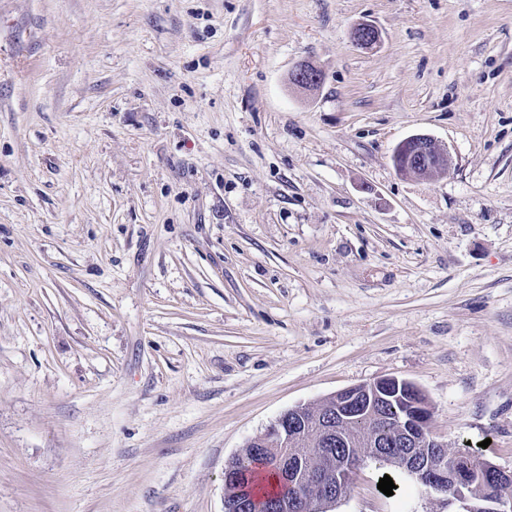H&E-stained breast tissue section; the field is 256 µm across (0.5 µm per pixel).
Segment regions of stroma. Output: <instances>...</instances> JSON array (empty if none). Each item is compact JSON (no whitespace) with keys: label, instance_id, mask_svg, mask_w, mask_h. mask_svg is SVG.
Instances as JSON below:
<instances>
[{"label":"stroma","instance_id":"1","mask_svg":"<svg viewBox=\"0 0 512 512\" xmlns=\"http://www.w3.org/2000/svg\"><path fill=\"white\" fill-rule=\"evenodd\" d=\"M386 376L512 471V0H0V512H224ZM331 512L448 509L368 458ZM289 81L296 87L312 91L316 87H321L325 76L323 71L314 63L308 60L298 62L289 73ZM392 162L401 177L434 180L448 174L452 158L431 137L417 134L396 146Z\"/></svg>","mask_w":512,"mask_h":512}]
</instances>
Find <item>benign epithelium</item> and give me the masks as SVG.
<instances>
[{"label":"benign epithelium","mask_w":512,"mask_h":512,"mask_svg":"<svg viewBox=\"0 0 512 512\" xmlns=\"http://www.w3.org/2000/svg\"><path fill=\"white\" fill-rule=\"evenodd\" d=\"M353 42L372 48L379 42L370 24H357ZM323 71L303 60L290 72L296 87L311 90L323 84ZM396 172L405 178L434 180L448 174L452 158L424 134L401 141L392 154ZM411 396L410 408L399 413L391 406L396 397ZM333 405L320 413L299 405L280 415L251 443L257 453L275 458L293 475L294 493L271 505L270 512H328L351 488L364 461L360 453L338 454L336 446H349L352 428L365 425L361 447L367 456L406 470L428 492L444 497L448 512H512V471L486 460L457 455L446 461L444 444L430 431L431 409L424 393L411 382L396 377L377 379L342 389L329 397ZM316 432L321 442V467L305 468L302 445Z\"/></svg>","instance_id":"1"}]
</instances>
